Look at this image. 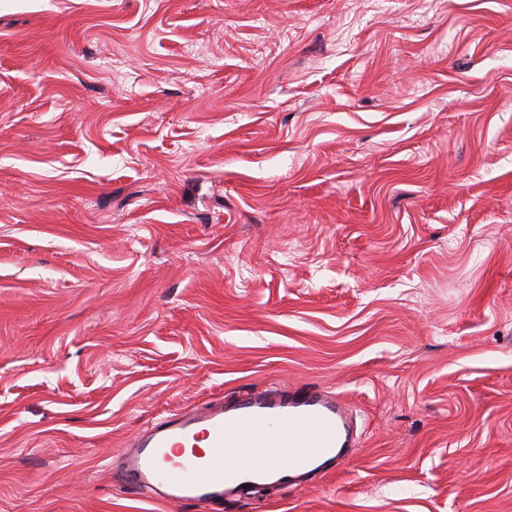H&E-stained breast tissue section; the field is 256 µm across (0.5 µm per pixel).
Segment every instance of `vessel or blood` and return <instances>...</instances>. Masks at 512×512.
I'll return each instance as SVG.
<instances>
[{"mask_svg": "<svg viewBox=\"0 0 512 512\" xmlns=\"http://www.w3.org/2000/svg\"><path fill=\"white\" fill-rule=\"evenodd\" d=\"M349 421L335 396L310 388L283 394L251 392L230 406L211 407L161 423L136 445L120 479L135 487L163 485L170 502L208 505L227 494L228 482L277 478L290 485L294 469L320 473L345 448ZM204 439L208 450L184 455L186 441ZM238 448L241 461L224 468V451Z\"/></svg>", "mask_w": 512, "mask_h": 512, "instance_id": "vessel-or-blood-1", "label": "vessel or blood"}]
</instances>
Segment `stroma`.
<instances>
[{
    "label": "stroma",
    "mask_w": 512,
    "mask_h": 512,
    "mask_svg": "<svg viewBox=\"0 0 512 512\" xmlns=\"http://www.w3.org/2000/svg\"><path fill=\"white\" fill-rule=\"evenodd\" d=\"M270 386L349 456L115 480ZM0 512H512V0H0Z\"/></svg>",
    "instance_id": "stroma-1"
}]
</instances>
